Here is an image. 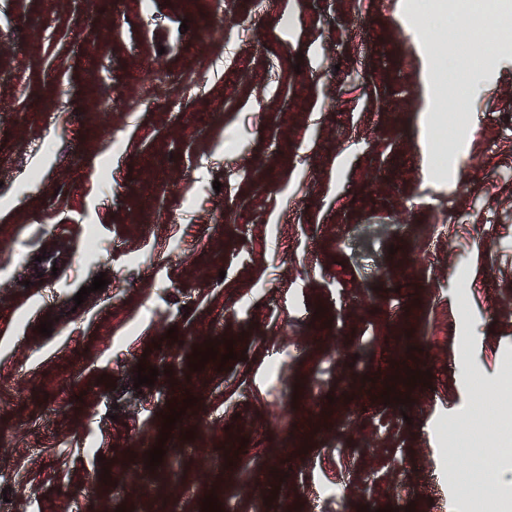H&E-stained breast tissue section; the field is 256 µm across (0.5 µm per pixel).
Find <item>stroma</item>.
Listing matches in <instances>:
<instances>
[{
    "mask_svg": "<svg viewBox=\"0 0 512 512\" xmlns=\"http://www.w3.org/2000/svg\"><path fill=\"white\" fill-rule=\"evenodd\" d=\"M454 2L0 0V512H512L445 454L512 372V40L421 127Z\"/></svg>",
    "mask_w": 512,
    "mask_h": 512,
    "instance_id": "obj_1",
    "label": "stroma"
}]
</instances>
